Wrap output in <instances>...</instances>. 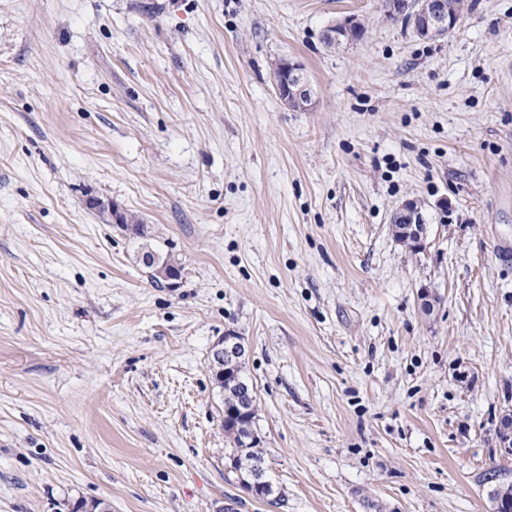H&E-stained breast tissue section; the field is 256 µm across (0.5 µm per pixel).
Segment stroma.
<instances>
[{"label": "stroma", "mask_w": 512, "mask_h": 512, "mask_svg": "<svg viewBox=\"0 0 512 512\" xmlns=\"http://www.w3.org/2000/svg\"><path fill=\"white\" fill-rule=\"evenodd\" d=\"M348 15L362 38L325 47ZM508 246L512 0L436 42L383 0H0V512H492ZM228 331L276 501L228 467ZM274 79L278 96L287 106L300 110L311 108L314 91L300 63L281 60L274 70ZM87 205L91 209H97L99 207L106 208L111 217V223L121 227L124 231L133 236H143L146 233L145 226H136L135 224H141L140 219L127 213V224L125 223L126 210L118 206L113 202H105L99 197L91 196L87 199ZM420 225V215L415 202L405 203L393 217L394 232L403 235L407 240L411 239L418 248H421L424 240ZM233 332H226L213 345L212 368L216 377L224 378V363L236 359L245 352L242 340Z\"/></svg>", "instance_id": "35a3bbf8"}]
</instances>
